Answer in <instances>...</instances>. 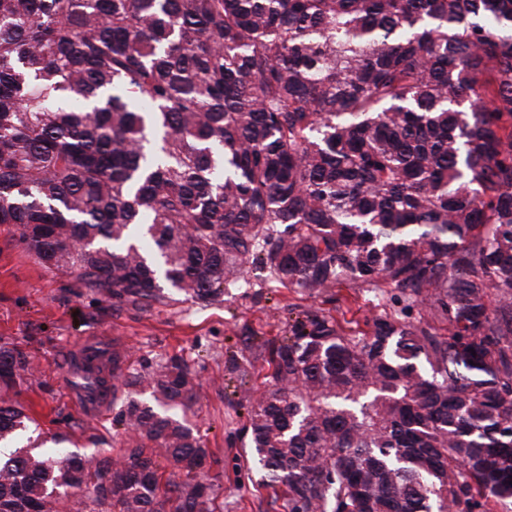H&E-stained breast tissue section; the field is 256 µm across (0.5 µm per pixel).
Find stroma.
<instances>
[{
	"label": "stroma",
	"instance_id": "obj_1",
	"mask_svg": "<svg viewBox=\"0 0 512 512\" xmlns=\"http://www.w3.org/2000/svg\"><path fill=\"white\" fill-rule=\"evenodd\" d=\"M302 310L322 312L351 331L366 318L394 314L396 307L389 294L357 288L335 286L318 294L285 288L268 270L249 264L221 302L177 297L144 310L116 309L87 295L74 277L43 268L13 227L0 224V337L34 363L19 402L44 434L64 432L85 454L103 446L115 456L128 438L115 422L117 408L90 417L67 394L65 343L92 332L109 335L137 370L183 356L197 396L190 423L207 448L197 474L214 483L216 512H284L251 462L244 426L267 386L266 349L287 335L290 319Z\"/></svg>",
	"mask_w": 512,
	"mask_h": 512
}]
</instances>
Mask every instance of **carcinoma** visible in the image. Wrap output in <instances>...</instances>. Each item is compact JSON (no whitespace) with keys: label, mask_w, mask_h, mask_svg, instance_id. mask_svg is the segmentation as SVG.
Listing matches in <instances>:
<instances>
[{"label":"carcinoma","mask_w":512,"mask_h":512,"mask_svg":"<svg viewBox=\"0 0 512 512\" xmlns=\"http://www.w3.org/2000/svg\"><path fill=\"white\" fill-rule=\"evenodd\" d=\"M0 224L114 306L396 292L346 333L306 311L245 427L285 512L512 503V0H0ZM448 331L443 336L440 330ZM30 355L0 340V391ZM119 463L0 401V512H213L179 355L112 356Z\"/></svg>","instance_id":"1"}]
</instances>
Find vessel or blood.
<instances>
[{"label": "vessel or blood", "mask_w": 512, "mask_h": 512, "mask_svg": "<svg viewBox=\"0 0 512 512\" xmlns=\"http://www.w3.org/2000/svg\"><path fill=\"white\" fill-rule=\"evenodd\" d=\"M112 351L107 336H85L66 345V382L88 414L103 412L112 394Z\"/></svg>", "instance_id": "b4317fda"}]
</instances>
